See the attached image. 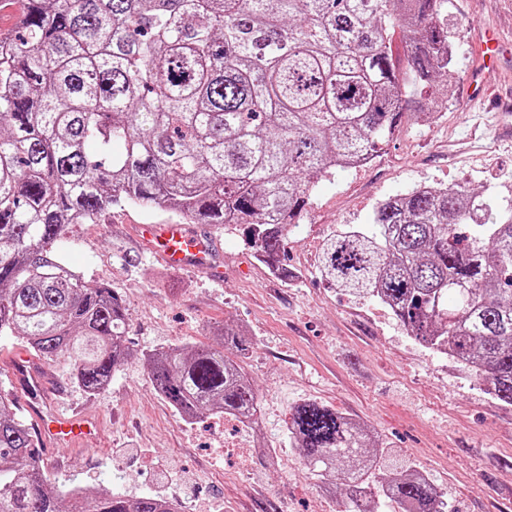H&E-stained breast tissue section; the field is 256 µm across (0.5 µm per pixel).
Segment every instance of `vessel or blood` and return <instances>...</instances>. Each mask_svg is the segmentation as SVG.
<instances>
[{
	"mask_svg": "<svg viewBox=\"0 0 512 512\" xmlns=\"http://www.w3.org/2000/svg\"><path fill=\"white\" fill-rule=\"evenodd\" d=\"M499 40L491 29H484L477 44L469 82L477 86L484 71L497 62ZM143 240L158 260L185 271L212 273L217 244L208 235L196 234L178 223L144 224L140 227ZM13 371L24 372L26 386L35 395H44L49 387L46 369L30 366L26 355H18ZM38 439L41 442L77 444L97 427L96 420L85 414H68L48 408L36 413Z\"/></svg>",
	"mask_w": 512,
	"mask_h": 512,
	"instance_id": "1",
	"label": "vessel or blood"
}]
</instances>
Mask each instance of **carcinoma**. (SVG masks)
<instances>
[{
    "mask_svg": "<svg viewBox=\"0 0 512 512\" xmlns=\"http://www.w3.org/2000/svg\"><path fill=\"white\" fill-rule=\"evenodd\" d=\"M447 0H24L0 39V336L70 362L86 393L131 356L122 298L50 254L71 224L112 205L171 209L191 224H243L274 274L314 180L372 159L408 116L409 86L449 81ZM400 30L406 64L393 62ZM319 273L386 306L424 347L463 364L512 406V204L462 186L416 187L332 235ZM222 347L144 354L179 414L259 425L226 329ZM288 433L347 512L375 497L449 512L423 476L396 470L364 424L314 401ZM54 490L29 426L0 393V512H179L158 497Z\"/></svg>",
    "mask_w": 512,
    "mask_h": 512,
    "instance_id": "obj_1",
    "label": "carcinoma"
}]
</instances>
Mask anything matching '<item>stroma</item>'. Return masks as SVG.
Returning <instances> with one entry per match:
<instances>
[{"label":"stroma","mask_w":512,"mask_h":512,"mask_svg":"<svg viewBox=\"0 0 512 512\" xmlns=\"http://www.w3.org/2000/svg\"><path fill=\"white\" fill-rule=\"evenodd\" d=\"M447 15L455 65L450 82L431 90L442 103L435 120L407 118L372 161L318 180L288 233L297 280L272 276L240 224L200 225L221 254V271L210 277L162 265L140 240L139 225L175 213L127 203L66 229L55 252L86 285L121 296L135 355L95 395L71 381L67 362L47 363L53 404L98 420L83 449L43 452L60 491L153 495L181 512H345L340 492L320 488L288 436L293 408L315 401L366 424L453 512H512V407L415 341L382 304L344 294L318 272L327 237L369 223L377 203L417 186L463 185L512 203V0H451ZM485 27L498 29L505 53L500 68L483 75L485 102L474 104L468 72ZM217 327L242 332L249 344L244 367L261 403V430L221 414L184 420L152 387L143 352L217 345ZM25 350L21 340L0 337V391L28 419L34 401L9 372ZM258 439L266 449L249 459L231 450Z\"/></svg>","instance_id":"1"}]
</instances>
